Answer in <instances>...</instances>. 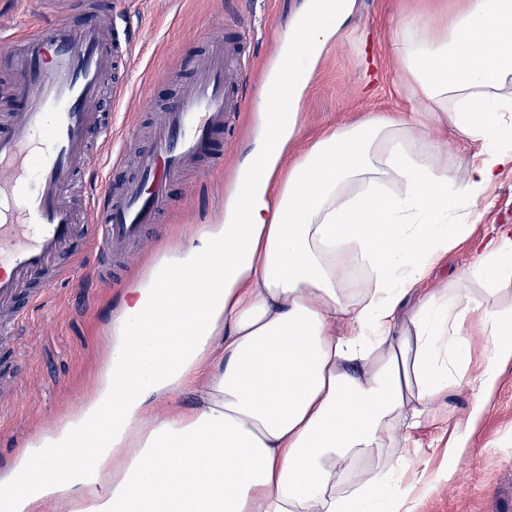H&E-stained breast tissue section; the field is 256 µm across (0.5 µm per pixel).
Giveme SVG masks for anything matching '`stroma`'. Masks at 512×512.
I'll list each match as a JSON object with an SVG mask.
<instances>
[{
  "label": "stroma",
  "instance_id": "stroma-1",
  "mask_svg": "<svg viewBox=\"0 0 512 512\" xmlns=\"http://www.w3.org/2000/svg\"><path fill=\"white\" fill-rule=\"evenodd\" d=\"M453 0H358L351 22L363 44L354 53L348 42L332 45L317 66L303 102L297 148L362 112H407L411 103L398 92V69L391 30L400 16L415 9L433 23L443 21ZM302 0H112L113 10L132 21L136 42L127 74V93L113 104L104 91L99 111L115 126L139 114L143 100L165 106L180 80L192 77L201 55L200 37L224 38L237 26L259 31L253 61L264 66L277 38ZM62 10L42 11L38 0H0V24L23 28L60 19ZM260 82H252L235 125L215 134L224 152L222 168L188 174L173 190L177 200L164 224L147 232L149 247L132 256L124 274L108 279L76 264L70 279L49 289L19 335L0 336V475L9 474L24 448L47 429L64 425L88 403L106 362L105 338L121 295L168 251L224 221V205L236 167L258 131ZM512 225V172L504 173L489 194V206L473 228L481 238L488 225ZM475 393L449 394L438 404L434 422L411 433L409 444L442 479L420 496L414 512H501L512 503V364L505 366L489 408L468 450L449 460L446 443L452 419L464 418L478 401Z\"/></svg>",
  "mask_w": 512,
  "mask_h": 512
}]
</instances>
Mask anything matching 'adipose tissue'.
Masks as SVG:
<instances>
[{
	"mask_svg": "<svg viewBox=\"0 0 512 512\" xmlns=\"http://www.w3.org/2000/svg\"><path fill=\"white\" fill-rule=\"evenodd\" d=\"M356 0H304L282 47L288 101L223 224L122 296L96 399L44 446L33 490L0 479V512L58 498L86 512H412L411 432L438 401L480 397L512 361V225L453 281L425 282L471 237L512 170V0L415 13L391 48L413 109L368 113L283 158ZM467 143L463 173L442 135ZM214 259L204 290L191 277ZM160 306V319H145ZM193 384L197 405L157 413Z\"/></svg>",
	"mask_w": 512,
	"mask_h": 512,
	"instance_id": "obj_1",
	"label": "adipose tissue"
}]
</instances>
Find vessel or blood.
<instances>
[{"label":"vessel or blood","instance_id":"1","mask_svg":"<svg viewBox=\"0 0 512 512\" xmlns=\"http://www.w3.org/2000/svg\"><path fill=\"white\" fill-rule=\"evenodd\" d=\"M111 20L32 26L20 35L0 32V70L11 73L24 106L0 125V334H17L29 305L67 274L64 257L87 240L105 261L130 256L149 224L166 223L174 184L201 161L223 162L211 150L213 134L239 111L250 61L241 45L206 35L196 78L158 115L148 148L128 151L137 123L113 132L98 112L114 66L130 65L128 44L108 39ZM123 169L105 179L83 211L65 198L95 155Z\"/></svg>","mask_w":512,"mask_h":512}]
</instances>
